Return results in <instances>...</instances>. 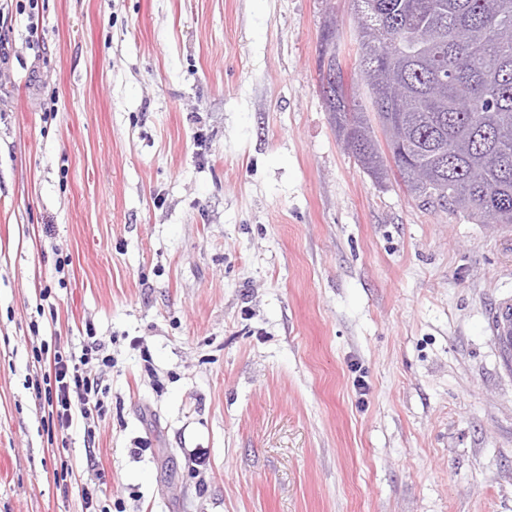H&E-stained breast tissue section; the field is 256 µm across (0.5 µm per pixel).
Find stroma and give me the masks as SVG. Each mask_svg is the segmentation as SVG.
I'll use <instances>...</instances> for the list:
<instances>
[{
	"mask_svg": "<svg viewBox=\"0 0 512 512\" xmlns=\"http://www.w3.org/2000/svg\"><path fill=\"white\" fill-rule=\"evenodd\" d=\"M0 8V512H512V226L343 149L353 0H38L35 45ZM91 329L90 450L35 356Z\"/></svg>",
	"mask_w": 512,
	"mask_h": 512,
	"instance_id": "35a3bbf8",
	"label": "stroma"
}]
</instances>
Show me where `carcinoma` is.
Masks as SVG:
<instances>
[{"mask_svg": "<svg viewBox=\"0 0 512 512\" xmlns=\"http://www.w3.org/2000/svg\"><path fill=\"white\" fill-rule=\"evenodd\" d=\"M363 14L357 77L362 104L325 96L337 132L359 147L371 177L397 172L423 205L512 224V0H354Z\"/></svg>", "mask_w": 512, "mask_h": 512, "instance_id": "1", "label": "carcinoma"}]
</instances>
